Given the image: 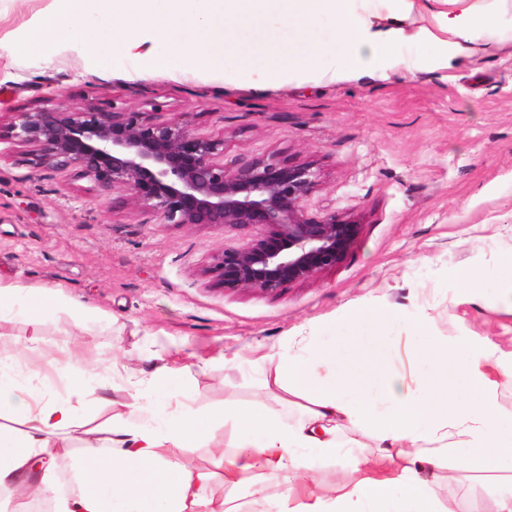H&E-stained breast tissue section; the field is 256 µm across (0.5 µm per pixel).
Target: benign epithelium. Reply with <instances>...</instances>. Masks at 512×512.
Instances as JSON below:
<instances>
[{
    "label": "benign epithelium",
    "mask_w": 512,
    "mask_h": 512,
    "mask_svg": "<svg viewBox=\"0 0 512 512\" xmlns=\"http://www.w3.org/2000/svg\"><path fill=\"white\" fill-rule=\"evenodd\" d=\"M8 139L104 191L127 193L159 224L260 228L249 246L224 250L208 270L212 285L224 290L273 293L307 280L335 266L359 232L334 212L307 213L318 182L312 167L275 155L228 167L224 143L194 133L180 118L159 121L115 107L41 108L16 113Z\"/></svg>",
    "instance_id": "benign-epithelium-1"
}]
</instances>
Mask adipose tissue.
<instances>
[{"label": "adipose tissue", "instance_id": "1", "mask_svg": "<svg viewBox=\"0 0 512 512\" xmlns=\"http://www.w3.org/2000/svg\"><path fill=\"white\" fill-rule=\"evenodd\" d=\"M55 2L18 51L51 57L62 37L102 24L113 47L130 58V79L168 71L176 56L182 74L206 73L255 91L309 80H386L408 41L428 49L431 69L447 70L512 16V0H430V24L409 33L404 21L416 0ZM381 10L389 13V23L370 22ZM326 22L333 36L318 40ZM288 26L295 38L285 43L279 33ZM248 44L262 51L256 61L242 56ZM83 310L81 303L60 301L49 290L0 280V324L20 317L38 327L47 315L77 319ZM339 324L350 335L333 334L269 362L274 382L309 402L306 415L293 424L264 408L209 410L197 395L182 391V368L155 366L152 398L131 385L125 413L106 427L87 429L68 494L53 482L51 462L80 425L88 384L102 375L99 359L89 348L63 349L67 396H36L19 383L16 365L39 353V346L0 331V418L17 417L24 424L19 433L0 429V512L18 498L46 495L55 500L56 512H224L213 495L218 480L271 512H459L454 501H442L425 474L442 470L455 483L462 472H496L504 458H512V431L502 428L495 381L464 362L462 345L386 309L356 308ZM403 335L421 339L413 356L423 370L410 379L384 360L385 349ZM229 421L235 453L216 450L210 466L202 468L175 458V449L207 440ZM343 422L368 432L378 454H360L355 443L340 441L336 426ZM37 457L47 463L40 483L30 484L25 474ZM326 463L347 464L353 483L333 492L316 484L312 473Z\"/></svg>", "mask_w": 512, "mask_h": 512}]
</instances>
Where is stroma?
Listing matches in <instances>:
<instances>
[{
    "mask_svg": "<svg viewBox=\"0 0 512 512\" xmlns=\"http://www.w3.org/2000/svg\"><path fill=\"white\" fill-rule=\"evenodd\" d=\"M53 0H0V124L39 108L81 112L116 104L179 116L223 141L224 162L277 155L309 164L320 181L310 215L335 210L359 234L336 266L273 293L211 287L207 270L254 230L156 223L123 193L102 191L74 170L50 167L35 148L0 141V278L59 289L87 306L86 323L22 320L6 332L37 337L42 355L18 368L65 396L60 347L88 342L130 375L185 366L186 388L209 408H277L270 356L324 335L351 308L378 304L426 320L461 342L485 370L512 363V295L498 286L512 254V41L488 42L448 71L431 70L404 45L387 80L320 82L254 92L206 74L127 79L109 38L85 62V43L52 58L14 44ZM478 274L476 284L461 273ZM127 383L95 387V422L123 412Z\"/></svg>",
    "mask_w": 512,
    "mask_h": 512,
    "instance_id": "35a3bbf8",
    "label": "stroma"
}]
</instances>
